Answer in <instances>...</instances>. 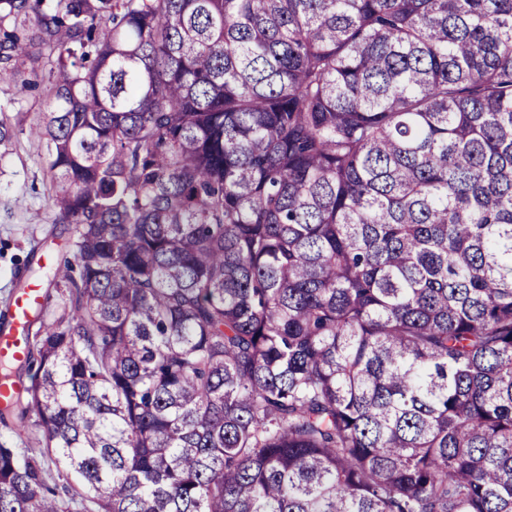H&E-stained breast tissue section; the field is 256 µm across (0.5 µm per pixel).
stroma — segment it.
Here are the masks:
<instances>
[{"label": "stroma", "mask_w": 512, "mask_h": 512, "mask_svg": "<svg viewBox=\"0 0 512 512\" xmlns=\"http://www.w3.org/2000/svg\"><path fill=\"white\" fill-rule=\"evenodd\" d=\"M45 148L37 140L21 137L15 150L0 151V314L6 313L19 295V276L37 242L49 241V269L30 279L50 292L44 317L53 320L62 305L51 288L52 267L73 261L74 227L54 224L47 201L48 179ZM31 450L41 447L42 431L34 414L11 412L0 416V444Z\"/></svg>", "instance_id": "stroma-1"}]
</instances>
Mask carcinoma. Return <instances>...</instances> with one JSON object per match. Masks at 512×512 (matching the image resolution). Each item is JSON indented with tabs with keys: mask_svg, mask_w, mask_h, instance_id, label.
Segmentation results:
<instances>
[{
	"mask_svg": "<svg viewBox=\"0 0 512 512\" xmlns=\"http://www.w3.org/2000/svg\"><path fill=\"white\" fill-rule=\"evenodd\" d=\"M0 83L79 267L0 512H512V0H0ZM44 109L43 106V98L41 95V89L33 90L27 93L25 96V100L17 106V109L14 112H9L13 118L14 122L23 125V127H27L36 117V112Z\"/></svg>",
	"mask_w": 512,
	"mask_h": 512,
	"instance_id": "obj_1",
	"label": "carcinoma"
}]
</instances>
